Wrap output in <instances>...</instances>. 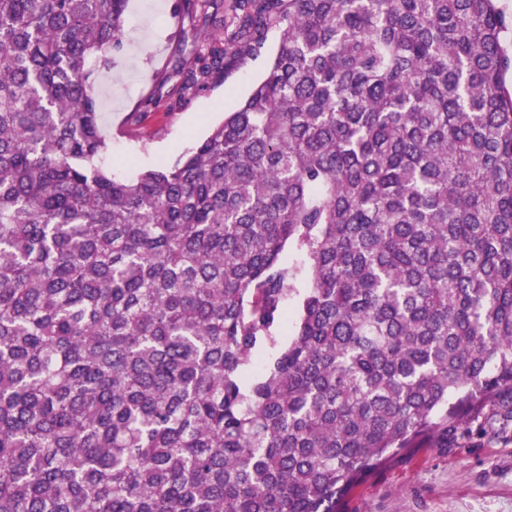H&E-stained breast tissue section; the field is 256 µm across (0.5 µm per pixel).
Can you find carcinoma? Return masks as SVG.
<instances>
[{"instance_id":"cac0c4a2","label":"carcinoma","mask_w":512,"mask_h":512,"mask_svg":"<svg viewBox=\"0 0 512 512\" xmlns=\"http://www.w3.org/2000/svg\"><path fill=\"white\" fill-rule=\"evenodd\" d=\"M233 9L252 51L278 28L264 77L124 181L93 74L127 0H0V512H344L512 424V22Z\"/></svg>"}]
</instances>
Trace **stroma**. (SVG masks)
<instances>
[{"label":"stroma","mask_w":512,"mask_h":512,"mask_svg":"<svg viewBox=\"0 0 512 512\" xmlns=\"http://www.w3.org/2000/svg\"><path fill=\"white\" fill-rule=\"evenodd\" d=\"M174 0H130L113 69L96 76L101 128L111 142L103 169L117 176L170 164L225 113L238 108L263 75L277 45L269 29L257 53L232 58L224 73L189 91L172 67L201 64L198 45H219L234 30V0H215L211 13L173 9ZM346 512H512V442L480 436L451 448H417L367 477L348 498Z\"/></svg>","instance_id":"obj_1"}]
</instances>
